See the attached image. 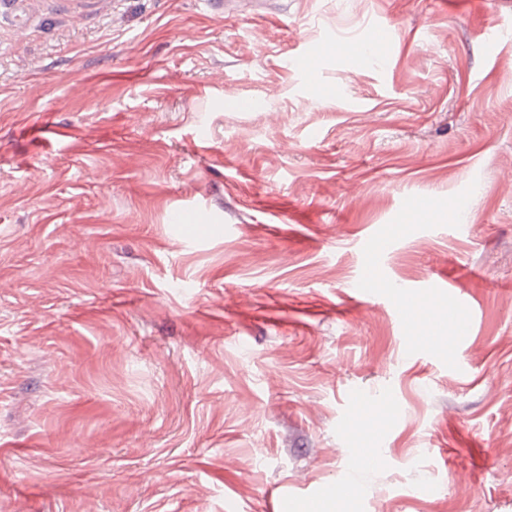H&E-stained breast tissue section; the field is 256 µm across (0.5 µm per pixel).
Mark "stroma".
Returning a JSON list of instances; mask_svg holds the SVG:
<instances>
[{"label": "stroma", "instance_id": "35a3bbf8", "mask_svg": "<svg viewBox=\"0 0 512 512\" xmlns=\"http://www.w3.org/2000/svg\"><path fill=\"white\" fill-rule=\"evenodd\" d=\"M26 2L0 0V512L340 485L335 512H512V0ZM374 22L391 50L356 66ZM458 299L467 340L411 350L418 304ZM362 401L390 409L361 437ZM392 37V31L387 26L373 24L367 27L362 36L351 45V53L363 63L369 46L379 45L387 49ZM289 62L302 74L306 85L314 86L317 83L319 69L314 56L296 54L291 57Z\"/></svg>", "mask_w": 512, "mask_h": 512}]
</instances>
